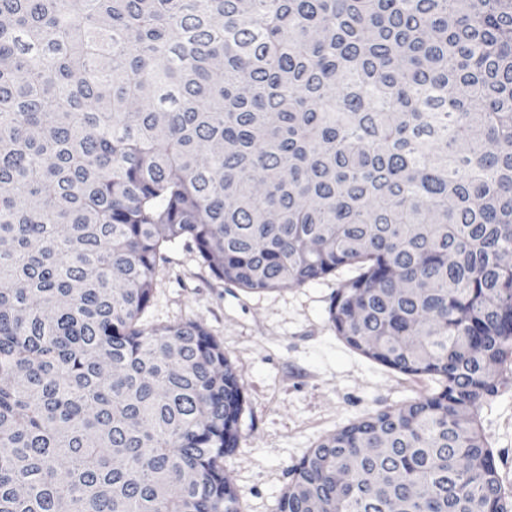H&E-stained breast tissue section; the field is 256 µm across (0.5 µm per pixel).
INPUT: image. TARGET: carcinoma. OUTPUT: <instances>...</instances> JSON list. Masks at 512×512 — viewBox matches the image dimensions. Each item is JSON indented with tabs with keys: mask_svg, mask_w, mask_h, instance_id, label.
Masks as SVG:
<instances>
[{
	"mask_svg": "<svg viewBox=\"0 0 512 512\" xmlns=\"http://www.w3.org/2000/svg\"><path fill=\"white\" fill-rule=\"evenodd\" d=\"M0 19V512H242L238 373L200 324L141 323L180 240L254 292L356 266L336 334L437 381L324 436L275 512H508L478 416L512 353V0Z\"/></svg>",
	"mask_w": 512,
	"mask_h": 512,
	"instance_id": "1",
	"label": "carcinoma"
}]
</instances>
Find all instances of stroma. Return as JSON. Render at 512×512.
Segmentation results:
<instances>
[{
	"instance_id": "35a3bbf8",
	"label": "stroma",
	"mask_w": 512,
	"mask_h": 512,
	"mask_svg": "<svg viewBox=\"0 0 512 512\" xmlns=\"http://www.w3.org/2000/svg\"><path fill=\"white\" fill-rule=\"evenodd\" d=\"M355 274L344 268L299 287L252 292L214 276L189 242L166 249L142 322L201 324L239 374V445L223 466L242 512H274L292 467L323 436L433 386L370 360L337 336L329 306ZM495 372L499 391L482 406L480 426L512 495V362Z\"/></svg>"
}]
</instances>
